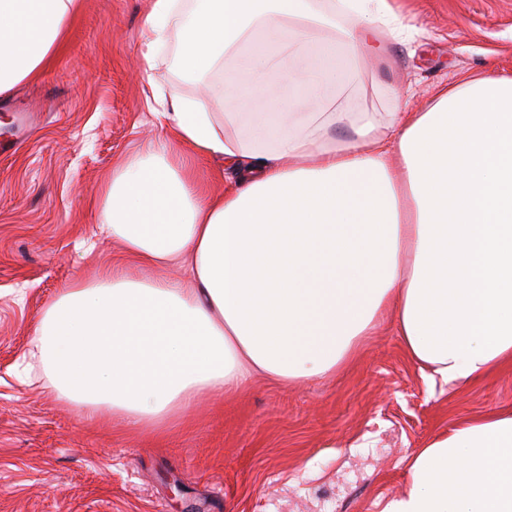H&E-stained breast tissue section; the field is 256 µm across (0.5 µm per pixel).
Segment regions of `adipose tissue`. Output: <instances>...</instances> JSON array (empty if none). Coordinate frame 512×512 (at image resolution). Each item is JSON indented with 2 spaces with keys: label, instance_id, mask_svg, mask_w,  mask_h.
Listing matches in <instances>:
<instances>
[{
  "label": "adipose tissue",
  "instance_id": "obj_1",
  "mask_svg": "<svg viewBox=\"0 0 512 512\" xmlns=\"http://www.w3.org/2000/svg\"><path fill=\"white\" fill-rule=\"evenodd\" d=\"M151 0L146 70L177 41V67L213 91H178L149 142L104 188L100 223L125 259L64 288L40 319L36 357L57 400L112 406L156 426L194 397L244 382L310 380L392 324L407 356L462 388L512 364V77L435 88L411 108L339 100L340 57L382 60L417 27L393 0ZM79 0H0V94L38 74ZM288 92H269L273 80ZM234 178L203 191L194 159ZM176 266L183 276L163 271ZM382 512H512V408L461 419L419 449Z\"/></svg>",
  "mask_w": 512,
  "mask_h": 512
}]
</instances>
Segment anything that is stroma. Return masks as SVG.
Segmentation results:
<instances>
[{
    "label": "stroma",
    "mask_w": 512,
    "mask_h": 512,
    "mask_svg": "<svg viewBox=\"0 0 512 512\" xmlns=\"http://www.w3.org/2000/svg\"><path fill=\"white\" fill-rule=\"evenodd\" d=\"M398 2L419 31L361 70L369 108L394 85L420 110L462 75L512 76V0ZM148 8L82 0L40 74L0 95V512H381L419 448L512 405V369L429 384L385 319L336 373L218 388L138 430L20 374L44 310L118 259L98 227L113 169L164 135L143 93Z\"/></svg>",
    "instance_id": "stroma-1"
}]
</instances>
